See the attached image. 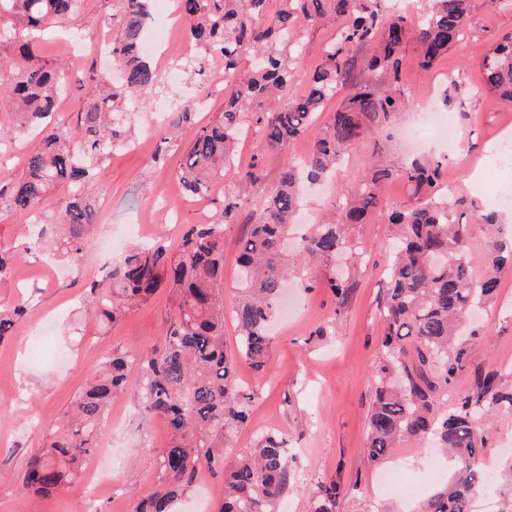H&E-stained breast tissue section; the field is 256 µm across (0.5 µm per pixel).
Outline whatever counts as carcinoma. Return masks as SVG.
<instances>
[{
	"mask_svg": "<svg viewBox=\"0 0 512 512\" xmlns=\"http://www.w3.org/2000/svg\"><path fill=\"white\" fill-rule=\"evenodd\" d=\"M109 15L112 61L121 67L116 84L95 66L85 73L86 100L70 128L56 121L62 85L61 67L35 61L44 31L70 24L83 0H0V112L10 113L0 137L36 139L21 175L0 186V210L40 219L43 202L63 191L64 203L49 235L55 250L73 263L90 247L89 230L98 210L87 187L95 169L116 147L132 140V128L117 116L124 101L150 98L158 88L157 70L139 44L150 0H105ZM174 0L187 40L196 55L224 62L227 95L218 119L199 124L188 106L156 130L160 152L184 149L176 180L183 193L204 196L225 179L224 205L208 224H190L177 251L158 237L130 248L100 283L90 287L95 316L115 323L166 286L175 311L163 346L130 357L114 351L76 396L73 409L47 435L43 448L29 458L21 486L34 496H48L74 480L105 434L108 408L127 381L129 362L141 376L145 419L164 418L169 446L157 457L156 490L132 512H171L175 499L196 482L202 468L221 474L224 498L218 512H270L288 483L286 442L268 432L241 454L232 468L215 453L216 437L230 440L249 419L254 393L239 380L246 365L265 370L270 352L268 326L274 318L288 268L281 244L299 206L300 182L320 179L336 167L349 147L388 127L411 100L400 80L406 45L414 40L419 60L430 67L473 27L471 0H430L416 26L390 10L389 0ZM344 18L336 38L309 73L304 92L288 96L300 28ZM373 47L364 61L367 78L353 82L355 51ZM486 88L512 106V34L503 36L483 56ZM349 92L333 112L307 156L284 164L278 186L252 215L242 238L239 265L244 294L234 319L236 347L224 346V229L236 222L248 201V189L261 177L262 165H235L239 131L257 125L272 150L303 135L342 89ZM439 160L413 161L394 168L373 156L355 175L354 189L339 211L302 235L296 262L328 261L346 244L345 227L364 224L382 204L383 185L399 178L408 187L404 201L388 205V219L401 233L389 269L385 310L387 328L381 353L372 367L377 384L367 422L368 458L381 462L401 438L433 435L455 459L452 479L425 499L420 512H472L471 502L486 489L481 466L487 433L476 420L495 411H512V388L502 386L495 370L477 373L458 395L451 413L435 407L467 369L468 349L455 342L467 313L494 298L500 275L512 270V232H505L500 211L475 200L448 202L439 195ZM493 235L491 270L476 278L468 245L472 222ZM343 305L351 285L326 279ZM23 306L0 307V342L13 334ZM340 487L320 483L309 512H336Z\"/></svg>",
	"mask_w": 512,
	"mask_h": 512,
	"instance_id": "obj_1",
	"label": "carcinoma"
}]
</instances>
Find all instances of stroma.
I'll list each match as a JSON object with an SVG mask.
<instances>
[{"label":"stroma","instance_id":"obj_1","mask_svg":"<svg viewBox=\"0 0 512 512\" xmlns=\"http://www.w3.org/2000/svg\"><path fill=\"white\" fill-rule=\"evenodd\" d=\"M474 26L431 68L417 62L418 51L408 46L403 85L417 96L443 92L448 76L478 93L463 100L464 114L457 119L459 143L447 150L426 141L429 156L442 159V180L455 181L456 195L481 202L494 192V177H471L491 149L490 135L508 112L499 98L483 90L481 60L500 35L512 33V6H497L491 0H473ZM336 31L335 21L307 26L301 33V63L294 71L291 94H298L306 75L322 55ZM110 33L102 0H85L83 10L68 32L48 36L39 54L43 60L66 65L64 89L58 111L59 122L74 125L85 89L84 66L94 55L96 44ZM83 52H76L75 43ZM225 88L201 82L193 72H184L177 84H161L159 100L171 108L206 98L200 122H208L224 106ZM336 102H329L309 129L289 142L282 151L266 147L256 128L246 132L237 160L248 165L254 158L264 164V180L251 190L249 202L237 223L224 233V337L234 343L236 329L231 314L242 296L237 257L250 214L276 186L285 160L306 155L321 136ZM128 117L142 138L139 144L112 150L96 170L89 193L106 188L100 199L96 224L90 231L91 250L80 265L43 249H29L23 235L29 218L0 213V247L15 254L10 274L0 279V307L23 305L25 317L15 334L0 342V512H84L87 501L81 481L61 491L33 498L20 489V478L30 455L40 448L47 432L56 428L75 396L85 386L100 357L110 351L138 353L160 346L173 316L170 291L162 288L146 304L111 327L102 326L89 314L84 295L88 281L101 278L123 251L113 241L124 237L126 226L140 220L149 236H163L169 247H177L180 227L202 223L204 215H215L224 201L216 190L207 202L178 190L174 174L183 160L179 151L156 156V139L147 137L157 125V105L125 104ZM381 152L401 164L413 152L396 136L373 134L361 140L345 156L326 183L311 186L300 201L302 212L321 220L353 185L355 171L363 168L373 152ZM397 232L386 211L373 213L368 222L350 226L349 244L335 263L319 262L307 267L303 276L318 282V289L295 287L288 292V317L276 321L267 370L256 376L242 368L241 381L255 398L250 422L219 450L225 464L252 447L264 432L278 430L288 448V484L277 498L273 512H307L318 483L336 482L342 495L336 512H414L419 500L433 488L424 483L411 493L381 496L375 490L379 465L366 453V425L375 384L369 375L381 351L386 330L382 313L386 276L391 264L389 244ZM341 270L353 284L344 305H336L322 283L330 268ZM483 317L475 319V336L469 337L468 376L458 387L466 389L469 376L477 371L498 369L512 385V271L500 277V288L483 305ZM330 325L331 335L319 337L315 330ZM141 389L138 371H130L126 390L112 403L113 420L106 426L112 455L105 462L108 487L97 499L105 512H131L156 485V460L166 448L170 434L160 418L139 417Z\"/></svg>","mask_w":512,"mask_h":512}]
</instances>
